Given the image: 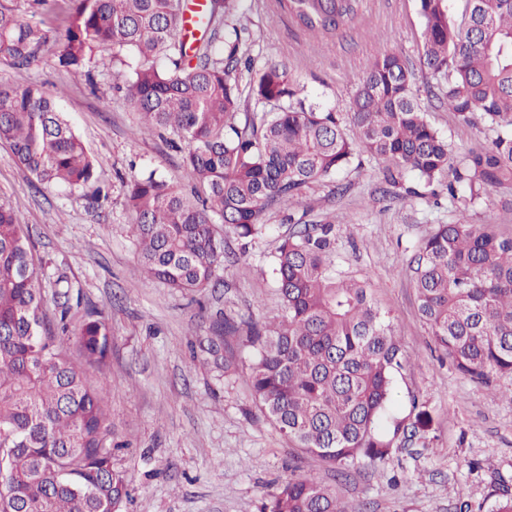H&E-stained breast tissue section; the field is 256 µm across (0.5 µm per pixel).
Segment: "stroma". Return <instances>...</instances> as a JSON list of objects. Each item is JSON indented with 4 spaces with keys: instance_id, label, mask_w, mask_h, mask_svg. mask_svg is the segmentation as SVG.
<instances>
[{
    "instance_id": "35a3bbf8",
    "label": "stroma",
    "mask_w": 512,
    "mask_h": 512,
    "mask_svg": "<svg viewBox=\"0 0 512 512\" xmlns=\"http://www.w3.org/2000/svg\"><path fill=\"white\" fill-rule=\"evenodd\" d=\"M242 53L253 69L287 64L304 88L306 104L345 112L355 85L372 58L388 49L401 54L415 73L428 119L447 138L454 159L491 146L488 125L461 122L436 93L440 77L423 68V25L418 0H364L346 34L325 44L310 40L277 9L275 0H241L236 16ZM49 48L31 70L0 66V81L39 84L60 108L109 188L102 207L89 208L80 189L39 183L0 144V203L29 225L42 261L46 293L65 277L80 298L72 324L87 311L101 312L112 330L105 370L90 367V382L106 381L105 409L115 443V461L126 471L130 497L123 512H262L264 503L293 467L321 480L361 512H488L503 490L512 491V379L495 396L457 373L436 350L417 311L409 262L435 225L495 224L512 233V194L493 191L470 199L466 189L449 196L445 187L422 197L380 195L381 160L361 155L360 167L341 175L347 186L314 183L287 211H270L267 233L249 249V266L218 271L217 287L202 303L166 285L134 274L138 253L128 232L132 221L122 180L156 171L191 189L180 153L157 135H136L139 115L116 88L133 61L130 52L96 74L95 85L56 66ZM315 223L339 215L336 266L368 282L378 306L411 356L412 369L395 382L392 411L405 416L411 398L424 402L434 438L394 453L383 470L361 467L341 482L326 465L298 451L258 411L246 371L224 376L223 352H208L217 310L257 320L279 305L270 257L287 231L286 215Z\"/></svg>"
}]
</instances>
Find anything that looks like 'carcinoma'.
Returning <instances> with one entry per match:
<instances>
[{
  "label": "carcinoma",
  "mask_w": 512,
  "mask_h": 512,
  "mask_svg": "<svg viewBox=\"0 0 512 512\" xmlns=\"http://www.w3.org/2000/svg\"><path fill=\"white\" fill-rule=\"evenodd\" d=\"M239 0H206L203 35L182 39L184 0H67L64 26L23 19L16 0H0V65L29 70L52 44L58 69L94 84L96 53L135 52L127 64V98L143 128L182 144L183 164L204 197L195 200L149 171L126 182L129 225L139 272L182 292L216 280L230 261L214 227L254 241L266 215L313 183L345 171L361 149L386 162L385 186L408 177L422 187L448 181L470 198L512 190V0H464L460 19L448 0H419L421 60L444 79L448 111L469 123L480 116L495 131L492 146L458 162L448 140L427 120L413 72L394 52H380L356 84L349 112L305 106L304 89L284 63L249 82V96L274 111L240 114L241 32L230 23ZM311 39L344 31L363 0H276ZM0 143L42 183L87 188L91 204L107 199L95 164L37 84L0 83ZM335 218L288 225L271 259L279 309L257 323L219 314L213 329L243 336L251 348L248 380L260 414L295 447L348 479L378 468L396 451L429 438L425 403L388 419L396 376L410 369L388 316L370 286L336 269ZM29 229L0 204V512H122L125 471L104 437L105 383L91 386L69 356L74 340L84 362L103 369L112 333L89 311L68 331V292L55 293L59 318L45 310L40 266ZM418 311L436 346L469 380L500 392L512 378V234L462 215L437 224L410 260ZM263 512H358L309 476H291Z\"/></svg>",
  "instance_id": "obj_1"
}]
</instances>
